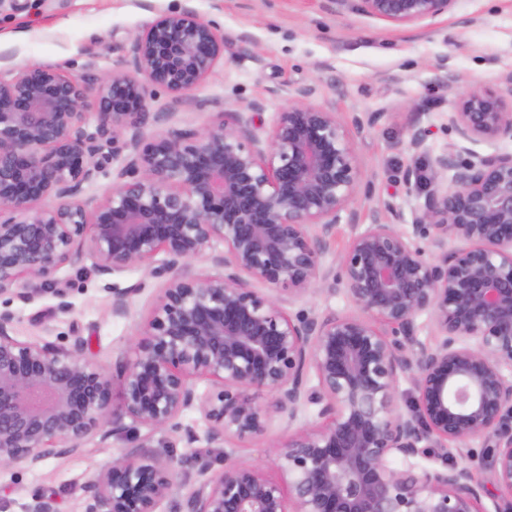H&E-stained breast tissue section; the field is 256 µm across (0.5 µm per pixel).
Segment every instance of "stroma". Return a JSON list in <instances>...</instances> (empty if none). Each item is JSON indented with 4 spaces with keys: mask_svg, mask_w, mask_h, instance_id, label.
<instances>
[{
    "mask_svg": "<svg viewBox=\"0 0 512 512\" xmlns=\"http://www.w3.org/2000/svg\"><path fill=\"white\" fill-rule=\"evenodd\" d=\"M192 6L198 17L225 37L224 61L187 102L176 105L169 92L151 91L150 111L166 109L170 121H148L145 139L169 127L198 129L254 100L265 103L262 121L272 126L288 103L289 88L313 83L310 105L330 107L341 116L354 112L378 119L354 137L360 177L355 206L361 214L393 203L403 212L423 204L431 156L456 145L462 157L511 152L512 139L463 142L448 127V114L460 94L475 85H494L512 69V0H456L435 19L397 27L363 14L358 0H17L0 7V67L31 64L59 67L79 76L118 68L130 43L160 14ZM447 63L456 81L437 80ZM429 130L427 156L408 151L404 130L412 119ZM418 168L422 181L408 186L406 168ZM56 279L63 295L41 292L39 279L28 287L30 301L0 299V310L14 316L22 340L71 346L83 337L86 356L110 378L152 316L165 286L144 266L101 275L93 258L61 268ZM131 289L127 315L112 313V291ZM259 404L271 410L267 430L234 444L241 462L277 475L280 447L288 435L312 423L315 407L295 421L273 413L274 397ZM209 424L199 408L185 410L176 427L152 431L123 419L113 433L91 437L75 454H63L26 470L0 467V512H25L38 495L54 498L59 512H87L91 483L113 459L135 450L173 460L178 476L158 512H181L184 497L203 480V467L218 471L223 444L209 442Z\"/></svg>",
    "mask_w": 512,
    "mask_h": 512,
    "instance_id": "35a3bbf8",
    "label": "stroma"
}]
</instances>
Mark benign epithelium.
<instances>
[{
	"label": "benign epithelium",
	"mask_w": 512,
	"mask_h": 512,
	"mask_svg": "<svg viewBox=\"0 0 512 512\" xmlns=\"http://www.w3.org/2000/svg\"><path fill=\"white\" fill-rule=\"evenodd\" d=\"M359 2L367 16L409 26L456 0ZM222 60L224 37L186 6L150 23L110 75L0 68V296L28 301L26 277L60 295L55 274L86 255L102 274L146 264L166 279L121 364L117 403L82 337L68 349L21 341L0 312V467L77 452L111 421L164 429L195 404L209 440H244L266 431L270 414L256 395L268 392L291 422L317 407V423L288 438L275 477L224 453L183 512H487L482 498L499 491L511 498L495 512H512V152L436 155L412 231L372 215L336 272L323 257L341 213L358 223L351 131L363 132L360 116L305 104L308 85L288 93L265 140L246 115L263 110L258 100L206 127L143 140L150 89L179 102ZM448 128L466 142L512 139V70L460 95ZM406 135L409 151L426 152L418 120ZM120 157V182L93 205L80 200ZM215 244L222 272L192 274L190 262ZM314 286L344 294L358 313L291 315L286 306ZM131 293L112 289L113 314H127ZM423 313L432 344L415 338ZM403 377L414 384L408 399ZM198 378L215 393L198 398ZM476 439L495 443L491 490L466 463ZM433 448L439 466L410 463ZM396 459L407 466L394 468ZM174 478L167 462L125 455L91 484L88 512H157Z\"/></svg>",
	"instance_id": "obj_1"
}]
</instances>
